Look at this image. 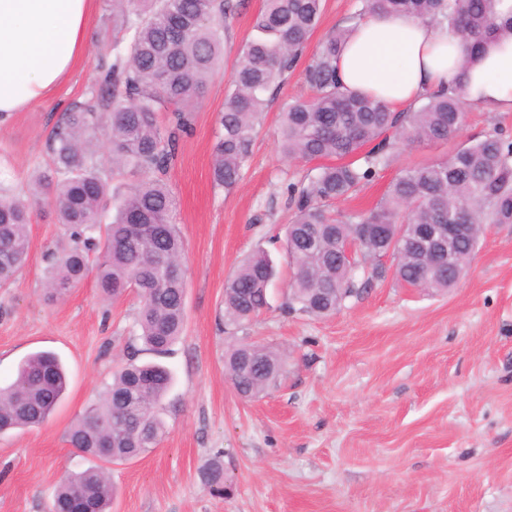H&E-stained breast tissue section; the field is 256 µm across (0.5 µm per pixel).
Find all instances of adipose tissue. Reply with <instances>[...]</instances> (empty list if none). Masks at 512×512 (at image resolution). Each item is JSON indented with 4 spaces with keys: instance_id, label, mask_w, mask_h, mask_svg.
<instances>
[{
    "instance_id": "1",
    "label": "adipose tissue",
    "mask_w": 512,
    "mask_h": 512,
    "mask_svg": "<svg viewBox=\"0 0 512 512\" xmlns=\"http://www.w3.org/2000/svg\"><path fill=\"white\" fill-rule=\"evenodd\" d=\"M93 2L0 0V124L57 92L86 59ZM337 68L344 86L397 112L441 87L462 88L485 112H512V36L491 39L469 60L447 27L375 15L354 27Z\"/></svg>"
}]
</instances>
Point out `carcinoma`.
Segmentation results:
<instances>
[{"label":"carcinoma","instance_id":"cac0c4a2","mask_svg":"<svg viewBox=\"0 0 512 512\" xmlns=\"http://www.w3.org/2000/svg\"><path fill=\"white\" fill-rule=\"evenodd\" d=\"M112 21L122 37L102 45L114 61L89 88L86 98L63 112L48 141L46 170L34 171L29 196L0 190V287L26 265L33 207L53 192L58 223L71 245L50 253L46 286L61 296L94 274L106 299L129 291L140 306L136 324L146 350L162 356L183 335L186 282L185 243L174 222L177 200L167 182L178 159L179 138L192 128L195 103L224 64V18L233 0H110ZM497 0H359L348 26L330 32L305 68L313 95L286 104L278 143L291 159L320 165L290 187L295 209L285 248L293 267L289 310L315 316L336 313L352 296L355 271L337 249L361 237L364 224L385 225L386 242L402 254L393 259L396 279L428 291L453 287V272L426 268L411 253L421 224H468L457 240L475 252L487 224H512V140L494 127L465 141L443 159L405 167L369 211L338 212L326 206L349 199L390 167L415 142H444L461 128L468 107L461 93L438 90L419 107L393 112L381 100L342 89L336 60L351 27L372 14L413 15L447 25L477 54L499 34L512 35V20L497 23ZM324 0H263L254 36L232 68L230 88L219 113L221 132L213 147V183L227 191L241 180L251 156L256 126L276 88L302 56ZM169 113L167 125L159 114ZM110 146L101 155V140ZM141 180L123 193L110 189L116 175ZM359 268L382 276L375 247L360 243ZM275 268L267 254L248 258L224 286V323L241 326L268 306ZM237 394L252 400L277 385L281 354L270 346L240 343L225 356ZM172 383L160 363L131 356L112 374L98 401L65 433L84 455L109 442L122 463L156 447L165 434L158 408ZM67 388L60 359L37 352L19 366L16 379L0 388V433L48 422ZM113 488L106 469L95 465L66 475L58 484L52 512H65L79 499L86 512H111Z\"/></svg>","mask_w":512,"mask_h":512}]
</instances>
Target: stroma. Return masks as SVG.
Wrapping results in <instances>:
<instances>
[{
  "mask_svg": "<svg viewBox=\"0 0 512 512\" xmlns=\"http://www.w3.org/2000/svg\"><path fill=\"white\" fill-rule=\"evenodd\" d=\"M261 6L243 0L227 23L225 68L196 105L168 175L186 244V327L163 358L173 376L160 406L165 434L149 453L111 465L112 512H512V224L489 226L448 291L398 284L388 266L372 280L357 276L332 316L287 312L288 187L308 165L284 158L277 130L283 105L312 94L306 60L265 109L239 185L227 192L211 178L229 68ZM89 25L91 54L62 89L0 124L1 188L27 191L48 159L52 127L107 62L99 41L112 25L107 0H95ZM452 148L413 144L339 210L372 208L402 168ZM69 244L45 200L32 214L26 267L0 288V386L37 351L54 352L68 373L47 424L0 435V512H49L64 472L92 464L66 442L68 426L129 352L154 359L138 337L135 293L104 299L91 276L62 298L45 288L49 250ZM260 250L278 272L269 306L242 328L227 326L224 284ZM242 342L284 359L279 386L250 402L224 371L225 353ZM216 459L220 492L203 478Z\"/></svg>",
  "mask_w": 512,
  "mask_h": 512,
  "instance_id": "obj_1",
  "label": "stroma"
}]
</instances>
